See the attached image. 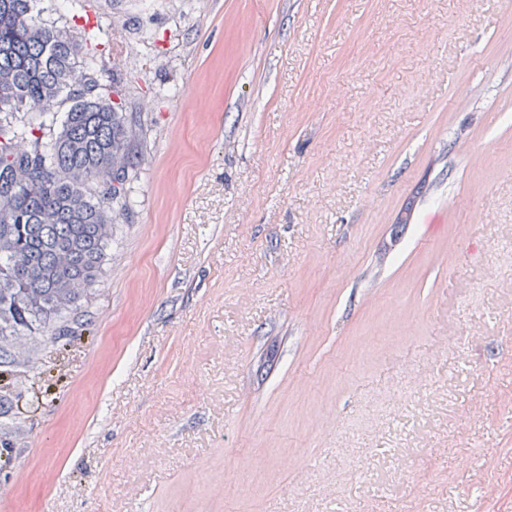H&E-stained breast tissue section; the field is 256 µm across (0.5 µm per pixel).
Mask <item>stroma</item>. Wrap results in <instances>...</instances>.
Segmentation results:
<instances>
[{
    "mask_svg": "<svg viewBox=\"0 0 512 512\" xmlns=\"http://www.w3.org/2000/svg\"><path fill=\"white\" fill-rule=\"evenodd\" d=\"M83 10L130 206L0 340V512H512V0Z\"/></svg>",
    "mask_w": 512,
    "mask_h": 512,
    "instance_id": "1",
    "label": "stroma"
}]
</instances>
